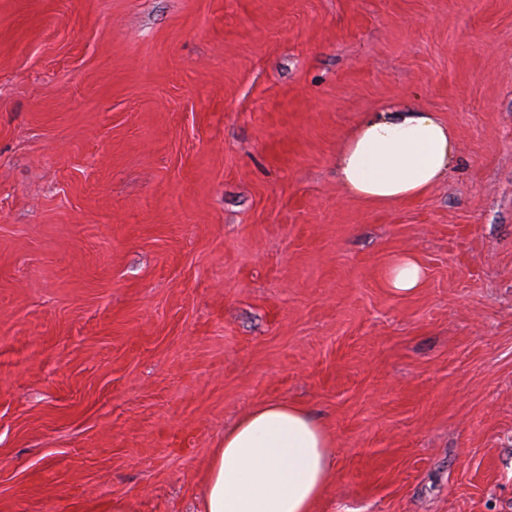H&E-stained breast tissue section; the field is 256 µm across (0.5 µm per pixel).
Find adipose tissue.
<instances>
[{
  "instance_id": "adipose-tissue-1",
  "label": "adipose tissue",
  "mask_w": 512,
  "mask_h": 512,
  "mask_svg": "<svg viewBox=\"0 0 512 512\" xmlns=\"http://www.w3.org/2000/svg\"><path fill=\"white\" fill-rule=\"evenodd\" d=\"M456 160V138L436 113L388 103L365 113L336 150L344 193L383 206L420 197ZM326 426L299 404L255 406L212 452L197 512H314L333 465Z\"/></svg>"
}]
</instances>
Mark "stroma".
<instances>
[{
  "label": "stroma",
  "instance_id": "35a3bbf8",
  "mask_svg": "<svg viewBox=\"0 0 512 512\" xmlns=\"http://www.w3.org/2000/svg\"><path fill=\"white\" fill-rule=\"evenodd\" d=\"M398 100L452 169L346 196ZM271 400L315 512H512V0H0V512H190ZM455 160L448 123L399 102L365 113L337 148L335 164L347 196L383 206L424 195ZM384 278L386 285L394 293L411 294L422 286L424 270L416 259L401 256L386 267Z\"/></svg>",
  "mask_w": 512,
  "mask_h": 512
}]
</instances>
